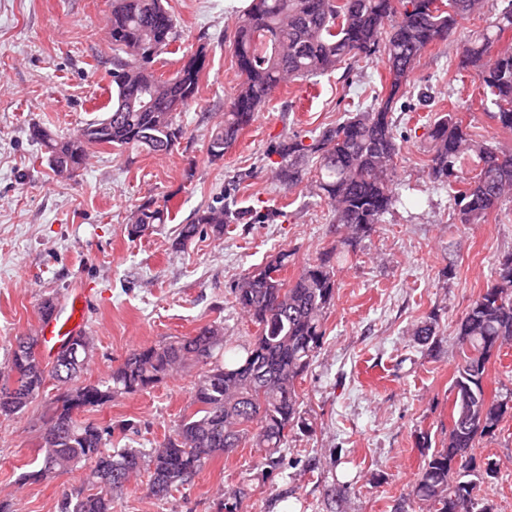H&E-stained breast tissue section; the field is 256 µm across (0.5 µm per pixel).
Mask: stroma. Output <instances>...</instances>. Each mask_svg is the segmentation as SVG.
I'll return each mask as SVG.
<instances>
[{
    "instance_id": "stroma-1",
    "label": "stroma",
    "mask_w": 512,
    "mask_h": 512,
    "mask_svg": "<svg viewBox=\"0 0 512 512\" xmlns=\"http://www.w3.org/2000/svg\"><path fill=\"white\" fill-rule=\"evenodd\" d=\"M112 0H0V365L14 337L37 328L41 301H62L88 288L87 329L94 356L85 375L107 376L136 348L189 336L220 321L249 343L255 325L233 305L231 290L270 254L285 249L292 280L344 236L330 207L306 186L285 190L273 174L272 146L309 140L320 129L373 104L385 64L373 56L352 73H334L280 88L212 162L207 142L224 119L239 75L235 28L249 0H163L177 21L179 54L162 55L157 72L172 74L185 55L205 47L208 66L195 105L179 121L186 134L166 155L96 149L76 179H59L29 130L42 125L77 134L96 119L112 89V46L105 36ZM502 0L461 20L457 35L432 46L414 70V95L394 116L406 139L396 160L400 201L374 232L357 239L336 271L338 288L326 336L298 385L304 429L288 437L283 463L269 470L263 449L245 446L215 458L193 485L159 501L124 492L115 512H221L223 494L243 492V512H422L409 486L428 454L419 439L439 441L453 400L454 328L486 288L499 260L512 253V199L481 224L460 223L448 192L424 172L427 127L455 112L478 139L512 151V130L483 112L474 71L457 68L461 38L486 26ZM236 184L237 208H270L271 224H234L223 237L197 239L174 251L176 229ZM167 200L157 231L130 239L125 226L147 199ZM438 319L440 355L414 329ZM193 363L154 388L112 400L89 413L112 426V445L152 448L181 415L191 413ZM47 390L15 418H0V499L14 512H56L83 471L22 482L37 469ZM492 459L495 512H512V416L477 450Z\"/></svg>"
}]
</instances>
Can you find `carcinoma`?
Listing matches in <instances>:
<instances>
[{
  "instance_id": "cac0c4a2",
  "label": "carcinoma",
  "mask_w": 512,
  "mask_h": 512,
  "mask_svg": "<svg viewBox=\"0 0 512 512\" xmlns=\"http://www.w3.org/2000/svg\"><path fill=\"white\" fill-rule=\"evenodd\" d=\"M483 0H250L240 17L232 50L242 81L224 123L210 135L213 161L237 141L255 114L287 81H308L351 68L361 58L382 53L385 92L369 108L323 128L306 145L284 139L272 149L280 157L275 178L288 189L304 179L316 159L311 191L330 206L333 223L353 235L369 234L400 197L392 186L404 136L394 112L410 93L411 79L424 53L446 43L459 20L474 15ZM485 28L460 47L457 68L476 72L486 115L512 129V48L486 57L512 31V0ZM112 43V97L104 115L78 134L62 138L34 126L32 140L44 149L50 168L72 178L91 152L104 145L121 152L168 154L185 135L178 116L197 99L207 68L199 48L169 78L154 65L176 39V21L162 0H112L108 17ZM429 180L448 187V204L460 223L481 224L502 201L512 198V152L473 138L455 112L430 125ZM478 173L467 176V167ZM231 190L200 209L180 227L175 248L182 249L204 229L220 237L245 215L235 208ZM168 204L139 205L128 235L141 237L163 224ZM292 253L280 250L245 275L234 288L238 309L257 326L256 336L238 345L224 336L222 322L132 351L107 378L82 380L94 350L92 336L81 333L50 363L36 352L38 336H17L0 370V418L23 413L44 392L57 386L46 427L40 436L42 465L23 476L40 481L90 464L80 484L57 503V512H112V502L141 472L148 474L147 496L166 500L192 485L211 459L252 442L265 451L264 465L280 468L288 433L303 424L298 383L322 348L325 317L336 295L335 263L348 260L334 246L305 266L295 280L280 277ZM418 340L440 347L436 319L416 328ZM456 366L450 423L440 447L428 456L411 484L410 496L425 512H493L487 480L497 474L489 460L478 464L474 449L512 414V392L487 388L492 359L512 344V255L499 261L494 279L469 305L455 327ZM203 365L191 392L195 412L181 417L173 433L154 448H110L112 427L80 419L123 394L147 391L173 377L187 363Z\"/></svg>"
}]
</instances>
